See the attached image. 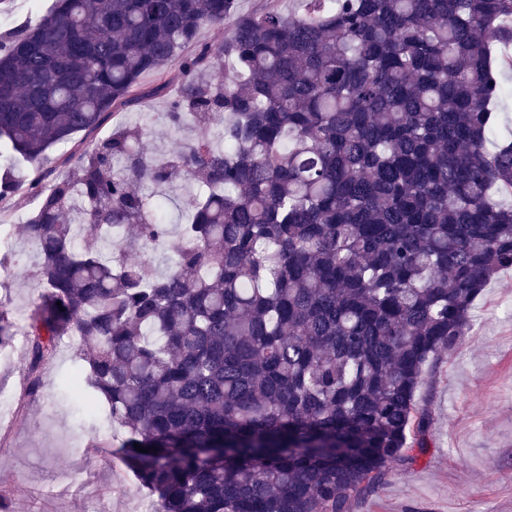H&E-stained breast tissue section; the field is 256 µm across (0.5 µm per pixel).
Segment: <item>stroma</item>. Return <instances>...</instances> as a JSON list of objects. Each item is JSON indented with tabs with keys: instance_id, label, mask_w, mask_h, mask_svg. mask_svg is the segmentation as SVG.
<instances>
[{
	"instance_id": "1",
	"label": "stroma",
	"mask_w": 512,
	"mask_h": 512,
	"mask_svg": "<svg viewBox=\"0 0 512 512\" xmlns=\"http://www.w3.org/2000/svg\"><path fill=\"white\" fill-rule=\"evenodd\" d=\"M166 102L147 99L126 121L147 126L151 151L165 154L193 134L169 130ZM31 204L5 216L0 257V306L15 322L12 343L0 349V383L13 398L0 410V485L12 489L13 512H149L152 497L120 459L121 431L82 419L58 382L75 359V339L40 368L42 393L25 394L28 363L23 331L39 288L26 276L38 261L20 236ZM417 404L430 417L429 448L396 462L387 482L354 512H512V269L501 270L477 297L461 344L425 367ZM24 417H17V410ZM103 448L87 451L90 439Z\"/></svg>"
}]
</instances>
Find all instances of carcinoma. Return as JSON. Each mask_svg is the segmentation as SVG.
<instances>
[{
    "label": "carcinoma",
    "instance_id": "cac0c4a2",
    "mask_svg": "<svg viewBox=\"0 0 512 512\" xmlns=\"http://www.w3.org/2000/svg\"><path fill=\"white\" fill-rule=\"evenodd\" d=\"M297 2L54 0L0 38V210L34 203L44 288L27 393L75 337L67 383L155 512H350L428 447L423 368L512 267V0ZM152 97L181 149L98 135ZM147 183L188 189L183 223ZM274 7L283 14L294 11L297 7L294 0H238L237 9L240 14H252Z\"/></svg>",
    "mask_w": 512,
    "mask_h": 512
}]
</instances>
